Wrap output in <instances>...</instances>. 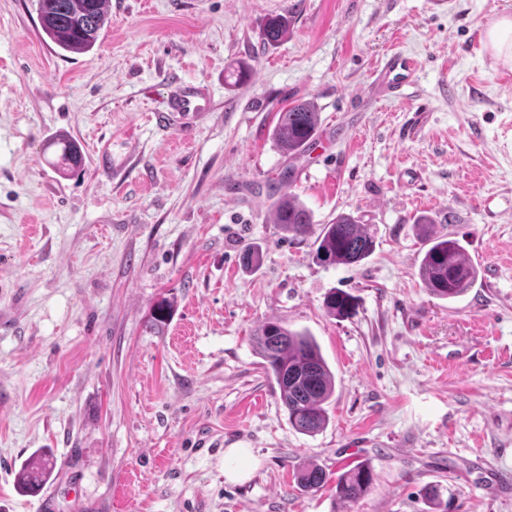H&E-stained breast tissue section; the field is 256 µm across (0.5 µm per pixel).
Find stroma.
Returning a JSON list of instances; mask_svg holds the SVG:
<instances>
[{"label":"stroma","mask_w":512,"mask_h":512,"mask_svg":"<svg viewBox=\"0 0 512 512\" xmlns=\"http://www.w3.org/2000/svg\"><path fill=\"white\" fill-rule=\"evenodd\" d=\"M504 12L512 0H110L93 50L62 54L36 0H0V512H45L47 496L55 512H430L429 484L448 512H512V76L485 48ZM276 15L288 35L268 46ZM397 51L413 82L369 97ZM177 80L206 85L210 112L159 122ZM297 99L321 125L292 160L271 133ZM57 134L78 170L56 167ZM287 169L315 225H368L371 256L326 266L314 236L274 224ZM423 215L478 268L457 300L419 277ZM333 288L357 297L350 318L327 314ZM270 318L313 336L335 377L315 435L289 424L255 352ZM45 448L51 479L20 493ZM228 448L249 449V479H225ZM364 461L375 484L352 503L297 481ZM288 17L279 15L268 20L262 31L263 43L269 46L275 45L288 33ZM50 147L55 145L62 146V153L59 164L64 169H76L82 165L83 158L78 146L66 138H57L48 144ZM329 479L326 472L317 465H309L298 474L299 485L308 491L319 490L328 483Z\"/></svg>","instance_id":"obj_1"}]
</instances>
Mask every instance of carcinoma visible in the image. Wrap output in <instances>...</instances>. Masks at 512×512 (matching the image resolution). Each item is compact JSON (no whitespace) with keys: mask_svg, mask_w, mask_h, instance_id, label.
I'll return each mask as SVG.
<instances>
[{"mask_svg":"<svg viewBox=\"0 0 512 512\" xmlns=\"http://www.w3.org/2000/svg\"><path fill=\"white\" fill-rule=\"evenodd\" d=\"M43 34L63 52L91 51L108 24L109 0H37ZM288 17L268 20L262 31L263 43L272 46L288 33ZM319 112L308 100L298 99L279 112L272 134L282 153L296 157L305 152L318 134ZM50 145L62 146L59 165L76 169L83 158L78 146L66 138ZM275 223L295 237L312 232L311 210L292 194H282L273 203ZM435 220L420 217L416 224L427 249L420 263V277L429 293L440 299H453L473 286L477 268L464 253L460 242L437 236L430 230ZM316 258L327 265L355 264L371 255L375 236L367 225L351 214H339L321 227L316 238ZM327 313L347 318L355 310V299L342 290H331L325 298ZM256 348L264 360L269 378L274 380L293 428L314 435L325 428L329 417L325 404L335 392V378L316 340L305 331L291 330L278 320L265 322L255 335ZM55 461L42 453L20 469L17 483L24 493L35 494L50 479ZM329 481L323 469L310 465L298 474L299 485L319 490ZM375 481L371 463L362 462L336 477V498L354 502L363 497Z\"/></svg>","mask_w":512,"mask_h":512,"instance_id":"cac0c4a2","label":"carcinoma"}]
</instances>
